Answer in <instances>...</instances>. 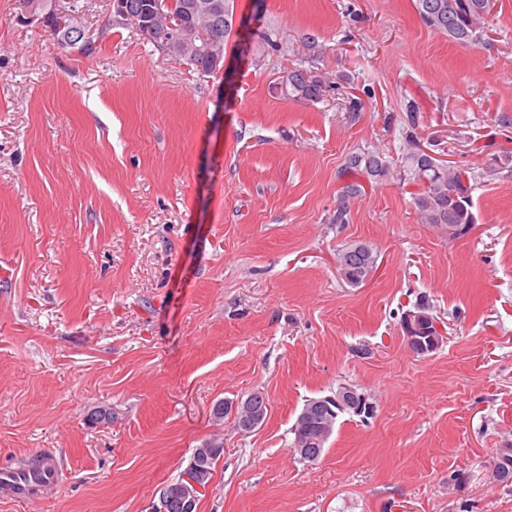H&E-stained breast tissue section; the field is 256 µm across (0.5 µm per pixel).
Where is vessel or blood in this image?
I'll use <instances>...</instances> for the list:
<instances>
[{
  "label": "vessel or blood",
  "instance_id": "vessel-or-blood-1",
  "mask_svg": "<svg viewBox=\"0 0 512 512\" xmlns=\"http://www.w3.org/2000/svg\"><path fill=\"white\" fill-rule=\"evenodd\" d=\"M62 467L52 450H44L38 465H0V492L14 500L33 503L62 479Z\"/></svg>",
  "mask_w": 512,
  "mask_h": 512
}]
</instances>
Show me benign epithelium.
I'll return each mask as SVG.
<instances>
[{"label": "benign epithelium", "mask_w": 512, "mask_h": 512, "mask_svg": "<svg viewBox=\"0 0 512 512\" xmlns=\"http://www.w3.org/2000/svg\"><path fill=\"white\" fill-rule=\"evenodd\" d=\"M170 0H154V22H164L168 27L177 28L176 15L169 11ZM209 25L198 27L197 43H192L186 38L164 43L161 49L167 54L179 58L188 51L202 50L210 56L213 63L212 72L217 73L224 67V41L209 37L205 30ZM402 330L406 341L413 353L424 356L436 351L446 339L442 323L426 313L407 311L402 318ZM224 415H230L238 421L240 431H251L262 425L269 413L270 404L266 395L260 391L249 393L246 398L235 401H224ZM321 414L329 419L337 416L357 415L366 419L373 415L374 405L366 395L357 391L350 384L339 386L330 395L309 399L304 404L298 416V422L294 426L296 432L295 446L291 451L298 454L303 460H312L322 455L318 448L317 440L310 435L309 427L312 414ZM224 443L214 439L205 448H198L192 453V458L182 474V483L175 484L170 490L181 495L183 512H197L198 492L202 490L194 477L208 471V460L211 454L210 448H221ZM496 477L499 481H511L512 473V449L505 448L501 451L497 466ZM168 490V491H170ZM168 491L160 492L154 512H166Z\"/></svg>", "instance_id": "benign-epithelium-1"}]
</instances>
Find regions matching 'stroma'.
<instances>
[{"label": "stroma", "mask_w": 512, "mask_h": 512, "mask_svg": "<svg viewBox=\"0 0 512 512\" xmlns=\"http://www.w3.org/2000/svg\"><path fill=\"white\" fill-rule=\"evenodd\" d=\"M93 46L0 0V464L55 451L60 485L0 512H153L194 448L224 455L197 512H512V0L476 44L427 28L416 0H233L224 70L199 74L75 0ZM312 71L323 97L288 96ZM365 109L350 119L347 98ZM425 150L477 178L468 235L420 223L410 187L364 185L332 223L346 156L399 162L408 107ZM372 244L347 283L336 253ZM427 298L447 338L409 348ZM343 383L314 463L290 450L306 399ZM271 405L244 434L213 406ZM101 407L108 423L90 425Z\"/></svg>", "instance_id": "35a3bbf8"}]
</instances>
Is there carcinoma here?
<instances>
[{"label":"carcinoma","instance_id":"carcinoma-1","mask_svg":"<svg viewBox=\"0 0 512 512\" xmlns=\"http://www.w3.org/2000/svg\"><path fill=\"white\" fill-rule=\"evenodd\" d=\"M132 14L131 22L140 27L150 21L146 13L149 0H127ZM205 6L211 0H172V10L182 18L180 29L194 30L201 14L190 3ZM224 12L215 17L212 32L227 38L232 31L233 9L231 0H223ZM494 0H416V9L422 22L429 28L448 35V39L457 43H476L489 27L492 18ZM286 84L290 86L294 97L317 100L322 96V82L317 77L309 76L305 82L300 71L288 74ZM406 132L403 144L401 164L393 165L384 160L376 151H357L348 155L341 176L348 178L341 191V200L332 216L331 223L346 224L350 215V202L361 195L362 180L374 182L396 180L414 184L417 190L411 193V204L423 224L442 226L446 224L475 223L472 212L471 186L469 176L463 169L444 165L421 148L417 137L412 134L419 123V113L415 108L407 111ZM350 268L368 275L376 267V255L373 246L358 255L343 256Z\"/></svg>","mask_w":512,"mask_h":512}]
</instances>
